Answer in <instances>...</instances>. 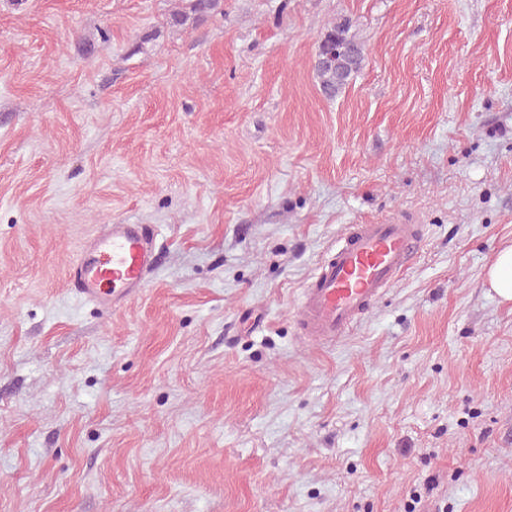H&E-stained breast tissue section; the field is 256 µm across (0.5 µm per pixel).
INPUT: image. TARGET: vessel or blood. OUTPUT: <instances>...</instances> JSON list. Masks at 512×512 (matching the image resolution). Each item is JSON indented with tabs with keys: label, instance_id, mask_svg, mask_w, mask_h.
Listing matches in <instances>:
<instances>
[{
	"label": "vessel or blood",
	"instance_id": "obj_1",
	"mask_svg": "<svg viewBox=\"0 0 512 512\" xmlns=\"http://www.w3.org/2000/svg\"><path fill=\"white\" fill-rule=\"evenodd\" d=\"M420 244L418 225L406 221L353 225L302 290L295 310L301 334L335 341L398 281ZM154 267L144 225L111 224L74 261L71 276L81 298L113 306L143 288Z\"/></svg>",
	"mask_w": 512,
	"mask_h": 512
}]
</instances>
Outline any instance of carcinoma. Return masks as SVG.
Wrapping results in <instances>:
<instances>
[{"label":"carcinoma","instance_id":"carcinoma-1","mask_svg":"<svg viewBox=\"0 0 512 512\" xmlns=\"http://www.w3.org/2000/svg\"><path fill=\"white\" fill-rule=\"evenodd\" d=\"M182 6L173 11L168 23L174 27L192 26L221 11L222 0H181ZM351 25L341 20L323 34L313 69L321 92L334 98L349 84L366 59L365 45L349 34Z\"/></svg>","mask_w":512,"mask_h":512}]
</instances>
